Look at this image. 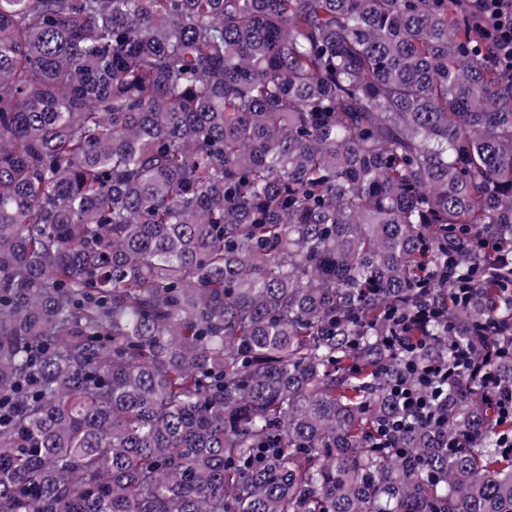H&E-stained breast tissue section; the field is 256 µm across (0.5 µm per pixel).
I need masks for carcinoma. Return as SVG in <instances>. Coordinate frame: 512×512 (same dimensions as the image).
Instances as JSON below:
<instances>
[{
  "mask_svg": "<svg viewBox=\"0 0 512 512\" xmlns=\"http://www.w3.org/2000/svg\"><path fill=\"white\" fill-rule=\"evenodd\" d=\"M474 264L512 74L465 0H0V512H512ZM421 303L474 364L387 443ZM458 288H453L450 301L456 306L467 305L475 288L484 280V275L470 266L458 279ZM427 306H418L417 311L404 314L396 323V328L392 332L393 336L388 337V344L392 347L398 346L410 354H421L428 352L432 342L428 338L415 336L414 326L422 320L424 314L430 310Z\"/></svg>",
  "mask_w": 512,
  "mask_h": 512,
  "instance_id": "obj_1",
  "label": "carcinoma"
}]
</instances>
